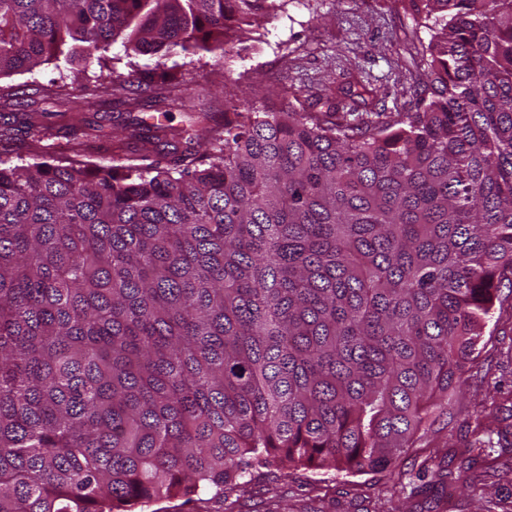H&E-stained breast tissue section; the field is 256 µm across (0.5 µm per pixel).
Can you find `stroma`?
I'll list each match as a JSON object with an SVG mask.
<instances>
[{
	"label": "stroma",
	"instance_id": "1",
	"mask_svg": "<svg viewBox=\"0 0 512 512\" xmlns=\"http://www.w3.org/2000/svg\"><path fill=\"white\" fill-rule=\"evenodd\" d=\"M435 34L431 24L415 17L408 0H282L274 18L247 27L245 48L233 57L198 51L175 53L164 70L189 95L192 112L224 118V94L246 98L255 111L288 99L297 109L323 112L325 85L352 81L378 90L377 106L385 111L412 101L411 88L427 71L426 48ZM150 55L125 53L114 43L101 60L75 65L53 61L32 71L0 79V95L12 94L16 105L0 104V126L14 128L12 139L0 141V158L27 165L52 158L88 165L139 163L140 146L122 128L123 100L161 95L165 86ZM57 94L55 113L43 117V139L32 146L17 130L27 93ZM91 96L87 117L102 120L109 138L87 136L65 114L70 100ZM192 112L147 108V122L170 129L188 126ZM494 313L476 346L472 372L452 394V416H440L427 434L402 455L394 476L270 467L254 469L235 512H379L391 481L402 487L392 497L394 512H512V447L500 449L502 465L471 481L446 489L411 488L420 471L460 466L480 454L474 440L484 428L512 423V290L502 289Z\"/></svg>",
	"mask_w": 512,
	"mask_h": 512
}]
</instances>
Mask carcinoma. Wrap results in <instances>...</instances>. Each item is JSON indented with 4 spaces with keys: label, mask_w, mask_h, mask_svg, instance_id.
Returning a JSON list of instances; mask_svg holds the SVG:
<instances>
[{
    "label": "carcinoma",
    "mask_w": 512,
    "mask_h": 512,
    "mask_svg": "<svg viewBox=\"0 0 512 512\" xmlns=\"http://www.w3.org/2000/svg\"><path fill=\"white\" fill-rule=\"evenodd\" d=\"M419 101L328 86L168 130L145 166L0 160V512H135L248 470L383 471L449 405L512 288V0H411ZM279 0H0V78L123 38L239 52ZM72 102L74 125H104Z\"/></svg>",
    "instance_id": "cac0c4a2"
}]
</instances>
